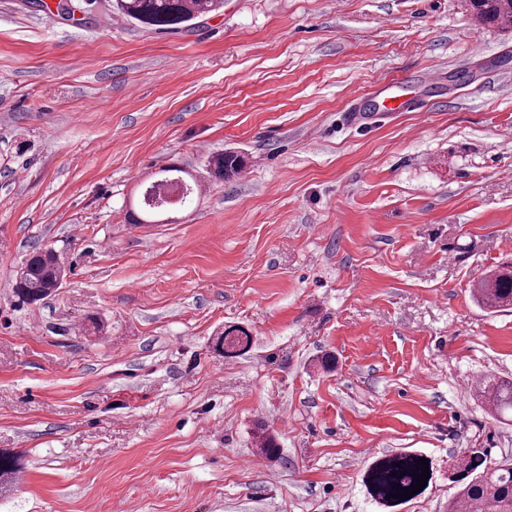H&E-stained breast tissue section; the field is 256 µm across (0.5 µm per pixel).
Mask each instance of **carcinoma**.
I'll use <instances>...</instances> for the list:
<instances>
[{"instance_id": "obj_1", "label": "carcinoma", "mask_w": 512, "mask_h": 512, "mask_svg": "<svg viewBox=\"0 0 512 512\" xmlns=\"http://www.w3.org/2000/svg\"><path fill=\"white\" fill-rule=\"evenodd\" d=\"M224 0H116V7L126 17L156 30H179L202 15L221 9ZM472 16L481 24L502 25L512 22V0H467ZM209 165L214 175L225 178L244 169V157L233 152L212 156ZM182 169L164 167L145 196L158 198L170 186L184 181ZM63 283V271L54 251L39 249L26 259L17 276L15 295L24 303L34 304L53 295ZM473 297L483 308L493 312L512 309V260L500 263L493 271L474 282ZM251 347V336L242 327L233 326L216 338L214 349L226 358L245 354ZM476 396L498 415L512 411V379L499 380L485 376L476 384ZM260 453L270 460L279 456L274 435L261 432ZM417 451L384 454L375 459L363 474L367 494L377 504L398 512L405 502L387 494L404 492L422 472ZM22 468L14 454L0 452V489L11 483ZM448 480L457 491L448 499V512H512V455L487 463L484 450L465 448L448 463Z\"/></svg>"}]
</instances>
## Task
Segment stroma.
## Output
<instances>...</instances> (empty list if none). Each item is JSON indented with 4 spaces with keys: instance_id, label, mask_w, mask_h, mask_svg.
<instances>
[{
    "instance_id": "1",
    "label": "stroma",
    "mask_w": 512,
    "mask_h": 512,
    "mask_svg": "<svg viewBox=\"0 0 512 512\" xmlns=\"http://www.w3.org/2000/svg\"><path fill=\"white\" fill-rule=\"evenodd\" d=\"M61 2L0 0V450L24 463L0 512H383L362 474L403 451L435 474L401 512H447L449 456L512 452L471 389L512 377V311L471 296L512 259V24L224 0L158 31ZM404 76L421 107L383 111ZM224 151L247 167L219 180ZM168 166L199 194L131 223ZM41 248L63 285L19 304ZM232 324L253 343L225 358Z\"/></svg>"
}]
</instances>
